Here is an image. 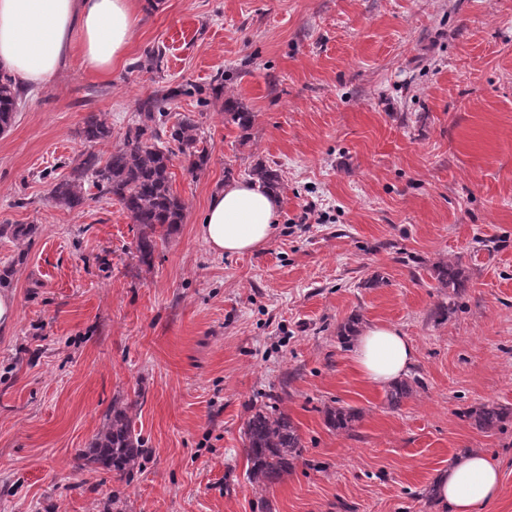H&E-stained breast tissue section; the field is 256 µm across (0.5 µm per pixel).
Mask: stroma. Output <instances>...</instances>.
<instances>
[{
    "label": "stroma",
    "instance_id": "1",
    "mask_svg": "<svg viewBox=\"0 0 512 512\" xmlns=\"http://www.w3.org/2000/svg\"><path fill=\"white\" fill-rule=\"evenodd\" d=\"M219 73L255 114L251 141L215 98L168 102L199 119L210 160L174 158L185 217L152 267L112 196L51 200L69 162L122 145L142 100ZM92 112L112 126L93 145ZM259 162L282 177L277 228L216 254L197 232L209 199ZM0 224L37 227L0 330V512H103L116 490L122 512H439L426 493L469 449L502 472L476 512H512V420L484 432L467 416L512 406V0H136L110 71L72 54L0 133ZM441 257L469 276L445 321ZM355 315L416 348L400 408L353 368L339 330ZM135 396L140 468L87 466L113 399ZM335 403L362 409L352 433L325 425ZM264 404L304 450L260 494L242 428Z\"/></svg>",
    "mask_w": 512,
    "mask_h": 512
}]
</instances>
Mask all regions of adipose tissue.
Masks as SVG:
<instances>
[{
  "label": "adipose tissue",
  "mask_w": 512,
  "mask_h": 512,
  "mask_svg": "<svg viewBox=\"0 0 512 512\" xmlns=\"http://www.w3.org/2000/svg\"><path fill=\"white\" fill-rule=\"evenodd\" d=\"M134 30L130 0H0V70L23 87L51 84L71 50L91 69L111 68ZM279 200L258 185L231 181L210 198L198 232L218 254H242L265 244ZM416 351L397 327L376 324L360 332L352 355L367 382L384 385L407 373ZM442 512H475L496 500L501 471L486 453L459 454L436 478Z\"/></svg>",
  "instance_id": "adipose-tissue-1"
}]
</instances>
